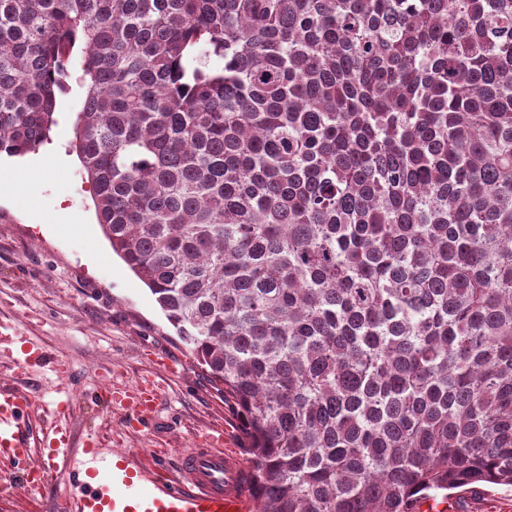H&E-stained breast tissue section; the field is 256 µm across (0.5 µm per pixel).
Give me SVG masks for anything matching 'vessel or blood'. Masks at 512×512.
<instances>
[{
  "label": "vessel or blood",
  "mask_w": 512,
  "mask_h": 512,
  "mask_svg": "<svg viewBox=\"0 0 512 512\" xmlns=\"http://www.w3.org/2000/svg\"><path fill=\"white\" fill-rule=\"evenodd\" d=\"M21 351L26 362L51 363L59 377H68L67 365L50 359L39 343L24 342ZM157 400V386L147 380L113 397L115 404L130 408V419L138 424L152 417ZM27 406V395L0 388V463H16L28 456L30 439L22 429ZM40 444L48 457L64 459L79 512H252L254 508L239 459L225 453L220 435L182 453L175 478L163 475L161 466L120 449L100 448L92 436L82 450H73L70 434L62 428L45 433Z\"/></svg>",
  "instance_id": "obj_1"
}]
</instances>
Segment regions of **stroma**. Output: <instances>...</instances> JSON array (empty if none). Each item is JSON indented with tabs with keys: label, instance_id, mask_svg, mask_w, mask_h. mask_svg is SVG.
<instances>
[{
	"label": "stroma",
	"instance_id": "1",
	"mask_svg": "<svg viewBox=\"0 0 512 512\" xmlns=\"http://www.w3.org/2000/svg\"><path fill=\"white\" fill-rule=\"evenodd\" d=\"M69 72L57 95L49 142L23 156L0 157V322L67 362L72 412L65 423L75 448L90 434L102 448L144 459L164 448L163 467L170 473L196 436L220 427L226 447L244 451L240 420L225 404L223 387L209 382L203 366L179 344L154 296L100 229L92 187L73 148L85 93L80 56L72 57ZM48 158L56 163L54 172L29 184L30 168ZM26 192L33 201L23 207L16 199ZM150 353L172 356L177 372L164 383L154 420L132 430L124 412L105 401L100 376L133 385L150 374ZM56 379L50 367L0 353V382L43 394L29 405L31 437L54 419ZM69 496V476L59 460L36 487L23 481L21 470L0 475V512H66ZM448 512H512V491L465 492L450 500Z\"/></svg>",
	"mask_w": 512,
	"mask_h": 512
}]
</instances>
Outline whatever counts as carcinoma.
I'll return each mask as SVG.
<instances>
[{"label": "carcinoma", "mask_w": 512, "mask_h": 512, "mask_svg": "<svg viewBox=\"0 0 512 512\" xmlns=\"http://www.w3.org/2000/svg\"><path fill=\"white\" fill-rule=\"evenodd\" d=\"M76 50L97 222L256 512L512 488V0H0V153Z\"/></svg>", "instance_id": "1"}]
</instances>
